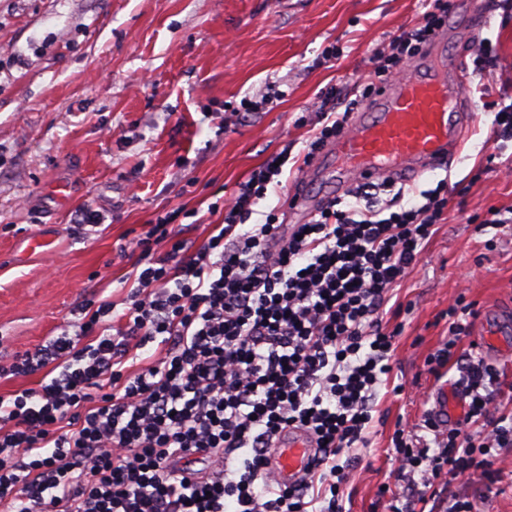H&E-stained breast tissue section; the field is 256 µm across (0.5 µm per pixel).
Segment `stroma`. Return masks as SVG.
Segmentation results:
<instances>
[{
	"instance_id": "1",
	"label": "stroma",
	"mask_w": 512,
	"mask_h": 512,
	"mask_svg": "<svg viewBox=\"0 0 512 512\" xmlns=\"http://www.w3.org/2000/svg\"><path fill=\"white\" fill-rule=\"evenodd\" d=\"M425 0H0V366L58 335L87 299L123 306L135 255H121L160 213L181 208L175 233L193 244L223 215L211 211L269 156L302 154L333 85L375 82L373 58L415 24ZM495 45L484 72L488 100L512 103V15L495 13L460 32L450 52ZM336 45V61L321 59ZM280 95L240 114L242 100ZM485 101L459 156L416 181L447 180L445 219L383 311L402 325L390 383L381 392L368 445L344 489L347 512H376L382 488L407 496L388 454L396 429L419 422L418 391L435 379L427 358L447 341L457 299L475 317L461 348L485 329H512V139L498 138ZM100 215L77 228L79 208ZM502 223H489L490 209ZM40 234L49 247L29 250ZM497 481H455L479 512H512V447L496 451Z\"/></svg>"
}]
</instances>
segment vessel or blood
Masks as SVG:
<instances>
[{"instance_id": "vessel-or-blood-1", "label": "vessel or blood", "mask_w": 512, "mask_h": 512, "mask_svg": "<svg viewBox=\"0 0 512 512\" xmlns=\"http://www.w3.org/2000/svg\"><path fill=\"white\" fill-rule=\"evenodd\" d=\"M451 13L461 26L480 24L485 15L481 0H454ZM469 79L464 60L447 56L442 43L427 46L401 79L386 82L351 114L348 126L311 161L308 173L323 179L336 198L354 182L394 174L424 177L452 160L465 141L472 120ZM287 206L293 223L307 221L318 209L301 191L289 195ZM431 412L441 425L456 424L464 415L465 399L449 400L447 388H440ZM314 453L308 433L289 430L270 449L267 469L279 484H293Z\"/></svg>"}]
</instances>
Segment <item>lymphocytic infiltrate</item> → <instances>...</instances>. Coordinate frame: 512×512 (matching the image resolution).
<instances>
[{
    "label": "lymphocytic infiltrate",
    "instance_id": "lymphocytic-infiltrate-1",
    "mask_svg": "<svg viewBox=\"0 0 512 512\" xmlns=\"http://www.w3.org/2000/svg\"><path fill=\"white\" fill-rule=\"evenodd\" d=\"M445 25L436 2L390 38L377 77L397 78ZM337 94L323 95L308 154L355 108ZM282 173L271 158L252 170L199 246L171 231L180 209L158 215L135 243L121 324L108 322L113 302L88 300L78 325L85 345L64 332L11 365V375L41 380L0 397L5 512H346L347 455L365 446L392 370L397 332L382 310L441 223L447 184L410 203L397 181L362 183L349 190V208L330 200L291 230L271 214L251 223ZM473 315L461 300L449 308L450 338L428 359L435 375L455 363L463 423L445 429L428 416L391 438L394 459L426 487L443 474L491 479L493 450L512 447L503 411L512 394L499 371L454 352ZM153 341L146 365L133 363ZM291 428L308 432L316 452L307 474L282 486L265 466Z\"/></svg>",
    "mask_w": 512,
    "mask_h": 512
}]
</instances>
